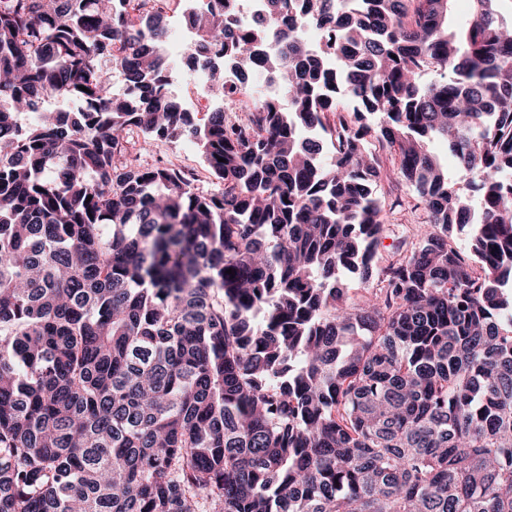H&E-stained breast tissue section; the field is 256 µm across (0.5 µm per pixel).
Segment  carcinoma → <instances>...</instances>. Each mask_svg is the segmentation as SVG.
Wrapping results in <instances>:
<instances>
[{"label": "carcinoma", "instance_id": "1", "mask_svg": "<svg viewBox=\"0 0 512 512\" xmlns=\"http://www.w3.org/2000/svg\"><path fill=\"white\" fill-rule=\"evenodd\" d=\"M168 2L0 0V512H512L508 0L187 6L203 118ZM229 67L287 103L240 118ZM134 131L195 139L220 188ZM371 139L426 215L384 264ZM191 78L194 85L199 89V92L193 102L198 106L196 112H211V100L213 95L211 93L210 85L208 82L207 71L203 68H197L193 73L188 75V69L184 65L181 69L172 75L171 90L180 99L184 100L187 106L191 109ZM432 150L439 155L441 160L448 165V178H451L456 182V187L460 188V192L465 194H473L467 181L460 178L458 174V162L456 158L451 155L445 148L444 144L440 140H435L431 143Z\"/></svg>", "mask_w": 512, "mask_h": 512}]
</instances>
